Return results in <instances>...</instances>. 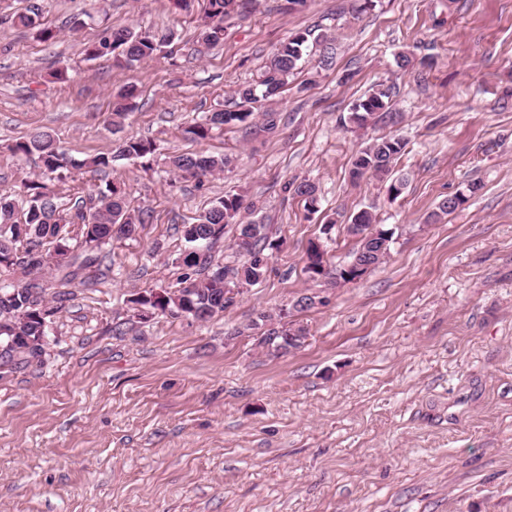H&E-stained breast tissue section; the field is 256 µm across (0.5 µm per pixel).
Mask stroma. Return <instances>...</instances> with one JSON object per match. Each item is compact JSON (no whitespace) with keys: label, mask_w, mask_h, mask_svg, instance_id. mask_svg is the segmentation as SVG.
Returning <instances> with one entry per match:
<instances>
[{"label":"stroma","mask_w":512,"mask_h":512,"mask_svg":"<svg viewBox=\"0 0 512 512\" xmlns=\"http://www.w3.org/2000/svg\"><path fill=\"white\" fill-rule=\"evenodd\" d=\"M38 2L58 32L49 43L11 22L28 0H0V196L40 177L7 149L37 130L78 159L129 137L156 152L55 186L71 204L120 182L145 222L69 283L43 272L45 351L0 370V512H512V0H373L357 17L354 0H242L215 46L199 38L207 0ZM133 24L175 38L131 68L86 60L84 42ZM318 25L334 63L318 68L313 48L276 128L256 117L186 138L292 31ZM402 51L413 66H397ZM60 62L69 78L51 82ZM130 82L136 107L113 124ZM377 83L393 86L396 119L352 129L353 103ZM384 135L407 143L396 197L350 177L355 153ZM188 152L234 162L184 179L166 158ZM305 179L317 206L286 188ZM229 192L282 243L264 279L205 321L139 318L131 298L184 272L183 225ZM361 209L392 229L390 259L297 309L314 286L310 243L328 266L350 261ZM283 310L308 339L272 353L251 323Z\"/></svg>","instance_id":"stroma-1"}]
</instances>
